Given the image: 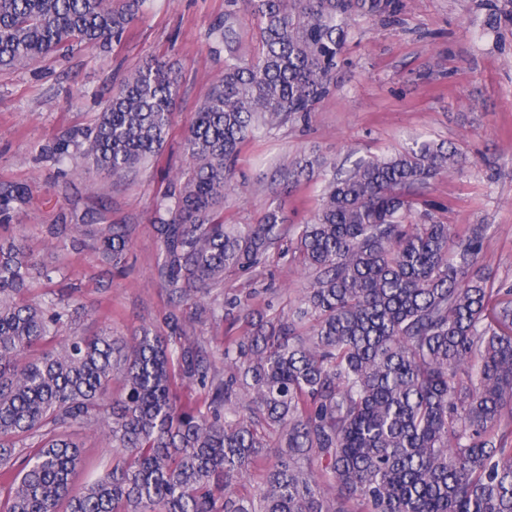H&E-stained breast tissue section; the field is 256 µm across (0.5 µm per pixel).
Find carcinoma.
<instances>
[{"instance_id": "cac0c4a2", "label": "carcinoma", "mask_w": 512, "mask_h": 512, "mask_svg": "<svg viewBox=\"0 0 512 512\" xmlns=\"http://www.w3.org/2000/svg\"><path fill=\"white\" fill-rule=\"evenodd\" d=\"M146 0H0V69L121 41ZM401 0H225L206 40L224 45V72L193 113L187 167L158 196L157 273L174 294H208L224 274L252 270L280 238L279 206L253 224L218 214L246 141L309 120L357 17H394ZM255 51L239 53L240 14ZM177 79L155 62L112 92L95 127L40 155L74 147L121 180L157 157L174 120ZM466 158L423 140L342 172L312 155L280 171L290 187L327 176L296 249L312 276L290 306L224 340V373L184 332L141 328L66 335L81 307L36 301L39 268L23 239L0 240V512H512V288L476 268L486 226L446 224L432 183ZM27 193L0 192V216ZM48 234L123 267L130 228L82 224ZM122 394L108 396L113 379ZM204 391L183 401L179 385ZM78 429L112 452L75 487ZM257 472L256 495L238 491ZM336 492L323 489L321 480Z\"/></svg>"}]
</instances>
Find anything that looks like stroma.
Masks as SVG:
<instances>
[{"instance_id": "obj_1", "label": "stroma", "mask_w": 512, "mask_h": 512, "mask_svg": "<svg viewBox=\"0 0 512 512\" xmlns=\"http://www.w3.org/2000/svg\"><path fill=\"white\" fill-rule=\"evenodd\" d=\"M484 2L402 0L397 17L353 21L334 90L309 122L243 145L234 177L241 190L225 196L224 222L252 224L278 205L288 224L305 223L318 206L323 180L287 189L278 164L309 153L339 161L387 155L421 135L465 155L461 170L431 187L438 216L460 228L488 225L478 266L491 271L495 286L512 287V0H493V24ZM223 14L224 0H152L108 50L0 70V187L31 192L29 204L14 206L0 226V237L23 238L34 257L55 268L52 282L34 283L32 297L64 295L85 305L71 333L108 330L128 339L141 327L160 326L174 309L188 336L220 366L225 337L242 335L262 315L287 310L308 285L288 237L252 271L226 274L218 298L248 301L245 317L197 319V299L172 304L157 276L155 200L184 165L191 117L224 70L223 56L205 40ZM154 59L171 66L178 80L175 118L157 160L114 183L79 156L63 169L39 158V145L93 128L99 99ZM50 224L129 225L125 269L107 271L94 249L77 253L52 241L45 232Z\"/></svg>"}]
</instances>
